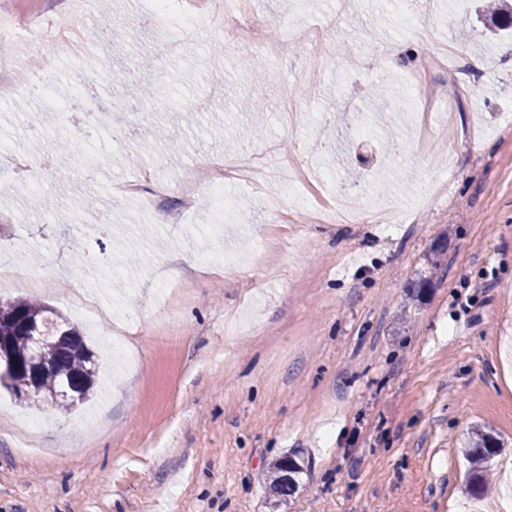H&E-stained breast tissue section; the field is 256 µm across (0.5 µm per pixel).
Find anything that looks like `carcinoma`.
<instances>
[{"mask_svg":"<svg viewBox=\"0 0 512 512\" xmlns=\"http://www.w3.org/2000/svg\"><path fill=\"white\" fill-rule=\"evenodd\" d=\"M430 286L429 278L422 275L412 279L406 286L407 295L412 301H422ZM52 314L58 325L51 329L49 337L40 347V354L49 370L33 379L23 370L0 375V385L12 393L24 395L26 402L38 406L49 397L59 395L64 390L87 399L96 384L97 360L78 331L51 307L37 304L27 299L0 298V326L9 327L13 351L23 358L30 348L28 334L18 322L26 319H39ZM500 451V443L489 432L475 426L464 443V453L469 460V489L475 494L485 491L488 485L491 460ZM302 472L297 460L285 455L272 466L268 475L269 489L278 501L283 502L293 496L299 488L296 475Z\"/></svg>","mask_w":512,"mask_h":512,"instance_id":"cac0c4a2","label":"carcinoma"}]
</instances>
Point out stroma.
<instances>
[{
  "instance_id": "35a3bbf8",
  "label": "stroma",
  "mask_w": 512,
  "mask_h": 512,
  "mask_svg": "<svg viewBox=\"0 0 512 512\" xmlns=\"http://www.w3.org/2000/svg\"><path fill=\"white\" fill-rule=\"evenodd\" d=\"M264 8L272 39L320 23L321 56L300 43L268 60L245 42L225 46L207 18L182 29L152 0H99L84 23L121 39L79 65H151L110 87L116 110L93 135L104 161L94 184L60 149L77 143V129L31 132L39 98H0V147L50 168L33 194L23 176L0 180V246L47 278L0 297L47 302L100 357L90 400L45 408L33 455L13 438L31 408L0 387V512H462L471 429L501 442L493 466L512 461L502 362L512 339V25L485 40L471 5L452 12L448 0H433L412 29L389 0ZM426 27L458 52L477 94L431 115L423 144L404 86L431 50ZM0 56L48 69L58 103L71 105L77 64L63 49L17 41ZM313 64L306 117L283 127L280 91ZM374 85L384 98L369 97ZM298 144L338 172L328 191L355 181L403 223H310L302 185L281 223L262 191L231 182L238 206L215 235L208 197L187 223L166 224L144 222L137 204L109 192L128 180L151 192L184 167ZM106 204L118 220L73 250L63 210ZM428 272V296L410 303L406 284ZM75 278L115 309L81 310ZM118 334L127 357L116 363ZM288 454L303 471L278 506L266 474Z\"/></svg>"
}]
</instances>
